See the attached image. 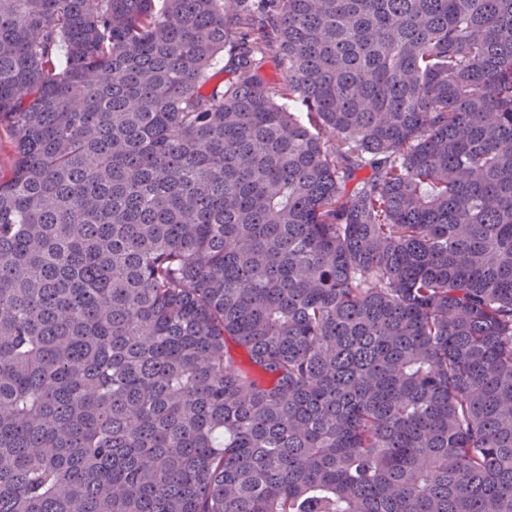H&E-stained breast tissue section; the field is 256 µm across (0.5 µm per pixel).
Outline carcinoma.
Wrapping results in <instances>:
<instances>
[{
	"instance_id": "cac0c4a2",
	"label": "carcinoma",
	"mask_w": 512,
	"mask_h": 512,
	"mask_svg": "<svg viewBox=\"0 0 512 512\" xmlns=\"http://www.w3.org/2000/svg\"><path fill=\"white\" fill-rule=\"evenodd\" d=\"M0 128V512H512V0H0Z\"/></svg>"
}]
</instances>
